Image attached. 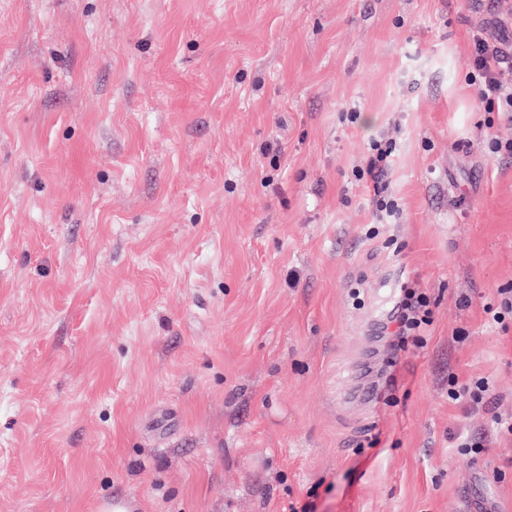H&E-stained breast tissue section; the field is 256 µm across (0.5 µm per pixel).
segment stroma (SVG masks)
<instances>
[{
    "mask_svg": "<svg viewBox=\"0 0 512 512\" xmlns=\"http://www.w3.org/2000/svg\"><path fill=\"white\" fill-rule=\"evenodd\" d=\"M512 0H0V512H512ZM357 112L356 123L344 122ZM400 141V223L352 174ZM376 237H367L369 227ZM395 385L363 367L403 279ZM489 383L485 405L448 377ZM479 439L477 458L454 438ZM473 41L469 79L484 111L510 114L512 120V36L503 26L501 38L478 36ZM394 313L380 327L381 334L395 358L409 337L422 343L433 323V311L426 293L414 282H404L396 292ZM498 294L501 296L499 306L493 308L488 306L485 309L486 314L489 315V320L504 330L508 329L507 319H510L512 325V290L507 288L498 289ZM488 391L489 385L484 379L460 384L455 375L452 374L448 377V399L463 404L470 409L481 407Z\"/></svg>",
    "mask_w": 512,
    "mask_h": 512,
    "instance_id": "stroma-1",
    "label": "stroma"
}]
</instances>
